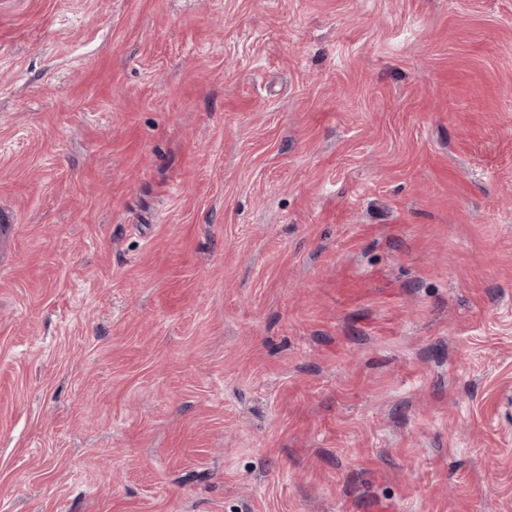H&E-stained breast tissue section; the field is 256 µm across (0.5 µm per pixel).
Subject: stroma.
<instances>
[{
	"mask_svg": "<svg viewBox=\"0 0 512 512\" xmlns=\"http://www.w3.org/2000/svg\"><path fill=\"white\" fill-rule=\"evenodd\" d=\"M0 512H512V0H0Z\"/></svg>",
	"mask_w": 512,
	"mask_h": 512,
	"instance_id": "stroma-1",
	"label": "stroma"
}]
</instances>
